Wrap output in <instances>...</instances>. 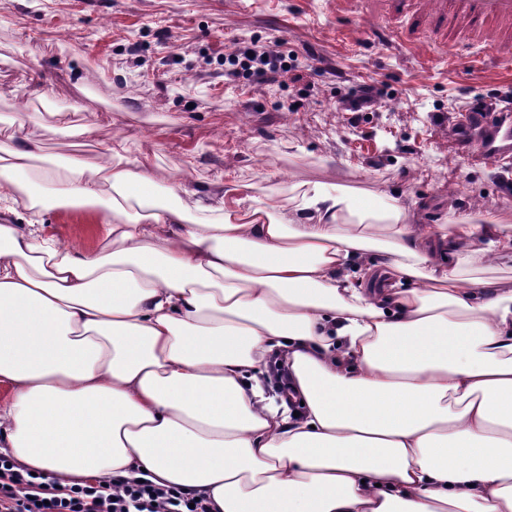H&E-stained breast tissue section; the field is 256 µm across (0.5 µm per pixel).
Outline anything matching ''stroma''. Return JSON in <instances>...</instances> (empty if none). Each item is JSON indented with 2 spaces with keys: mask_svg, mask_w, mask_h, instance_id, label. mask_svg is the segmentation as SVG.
<instances>
[{
  "mask_svg": "<svg viewBox=\"0 0 512 512\" xmlns=\"http://www.w3.org/2000/svg\"><path fill=\"white\" fill-rule=\"evenodd\" d=\"M251 42L300 56L278 86L226 76ZM512 43L448 27V0H0V133L28 113L48 163L108 165L112 140L171 183H236L256 206L293 204L300 184L398 201L419 224L481 214L512 225V162L455 137L476 102H512ZM381 104L353 111L361 85ZM67 112L76 132L51 134ZM71 247L102 244L92 207L45 211Z\"/></svg>",
  "mask_w": 512,
  "mask_h": 512,
  "instance_id": "stroma-1",
  "label": "stroma"
}]
</instances>
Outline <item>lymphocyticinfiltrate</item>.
I'll use <instances>...</instances> for the list:
<instances>
[{
    "instance_id": "f902f5d3",
    "label": "lymphocytic infiltrate",
    "mask_w": 512,
    "mask_h": 512,
    "mask_svg": "<svg viewBox=\"0 0 512 512\" xmlns=\"http://www.w3.org/2000/svg\"><path fill=\"white\" fill-rule=\"evenodd\" d=\"M258 80L273 83L292 71L287 57L247 49L241 62ZM0 512H207L203 498L151 481L88 479L63 485L45 475H31L0 456Z\"/></svg>"
}]
</instances>
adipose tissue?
Returning <instances> with one entry per match:
<instances>
[{
  "label": "adipose tissue",
  "instance_id": "1",
  "mask_svg": "<svg viewBox=\"0 0 512 512\" xmlns=\"http://www.w3.org/2000/svg\"><path fill=\"white\" fill-rule=\"evenodd\" d=\"M25 122L0 140L1 452L65 480L146 476L210 512H512V280L467 276L455 250L490 261L512 237L319 184L278 214L220 181L162 198L117 140L107 166L37 168ZM96 205L94 252L15 221ZM374 251L378 290L353 269ZM272 357L298 417L264 393Z\"/></svg>",
  "mask_w": 512,
  "mask_h": 512
}]
</instances>
